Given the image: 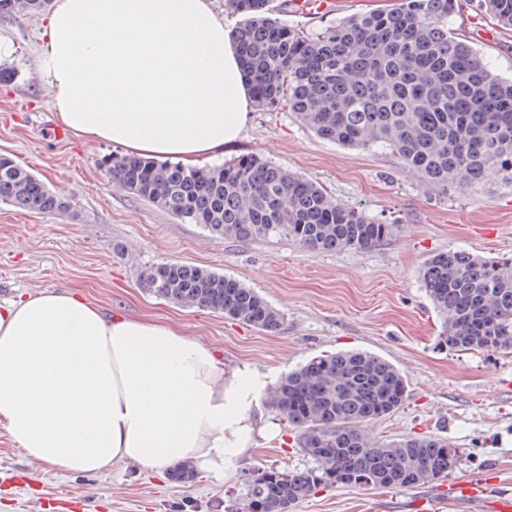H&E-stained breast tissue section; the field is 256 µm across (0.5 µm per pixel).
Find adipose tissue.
Here are the masks:
<instances>
[{
    "label": "adipose tissue",
    "instance_id": "ef3b65f1",
    "mask_svg": "<svg viewBox=\"0 0 512 512\" xmlns=\"http://www.w3.org/2000/svg\"><path fill=\"white\" fill-rule=\"evenodd\" d=\"M41 40L44 105L85 140L196 166L249 121V82L210 0H55ZM262 384L171 325L104 316L68 290L0 304V429L41 463L223 474L260 429Z\"/></svg>",
    "mask_w": 512,
    "mask_h": 512
}]
</instances>
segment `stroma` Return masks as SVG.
I'll list each match as a JSON object with an SVG mask.
<instances>
[{
	"label": "stroma",
	"mask_w": 512,
	"mask_h": 512,
	"mask_svg": "<svg viewBox=\"0 0 512 512\" xmlns=\"http://www.w3.org/2000/svg\"><path fill=\"white\" fill-rule=\"evenodd\" d=\"M327 13L295 12L272 0L276 17L311 33L337 20L390 8L394 0H334ZM45 12L0 18V35L17 52L0 62L11 72L0 84V154L12 157L54 192L66 211L43 214L0 202V303L43 289H74L105 313L163 319L190 339L216 348L227 368L256 366L265 376L257 408L270 428L234 457L223 475L197 472L173 482L168 471L119 465L83 474L26 457L0 430V512H55L67 493L76 512H234L245 482L268 469L311 464L297 432L269 395L288 372L321 354L359 350L385 358L406 377L409 397L399 410L363 422L380 441L436 435L459 448L452 478H482L512 494V353L454 352L438 344L440 319L420 271L432 256L464 250L512 257V187L500 184L430 187L379 150L351 149L317 137L287 108L252 107L225 161L255 154L320 184L337 203L394 224L388 239L365 251L319 252L283 237L237 242L212 235L129 194L107 173L111 143L73 134L54 137L59 124L42 100L47 86L37 59ZM452 27L484 52L491 69L512 77V29L456 0ZM182 262L224 273L254 288L285 315L274 335L206 308L155 298L139 286L141 271ZM25 473L26 484L15 483ZM443 485L410 490L317 488L295 512H470L448 505Z\"/></svg>",
	"instance_id": "35a3bbf8"
}]
</instances>
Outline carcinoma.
Wrapping results in <instances>:
<instances>
[{
	"instance_id": "cac0c4a2",
	"label": "carcinoma",
	"mask_w": 512,
	"mask_h": 512,
	"mask_svg": "<svg viewBox=\"0 0 512 512\" xmlns=\"http://www.w3.org/2000/svg\"><path fill=\"white\" fill-rule=\"evenodd\" d=\"M227 2L242 17L234 39L262 108L274 111L286 102L316 136L387 151L431 186H512V78L494 73L480 50L455 36V0H396L390 9L347 17L315 34L272 17L270 0ZM478 2L512 27V0ZM103 165L137 198L224 238L286 236L313 251H362L395 230L256 155L188 168L114 154ZM0 201L41 213L70 207L5 155ZM422 282L441 319L440 346L512 353V257L450 250L427 261ZM140 285L159 299L205 307L265 333L284 322L256 290L191 264H157ZM407 398L402 373L367 352L316 357L289 372L272 406L298 428L300 450L313 465L256 473L245 484L244 505L293 512L320 486L408 490L447 480L461 458L447 440L380 443L360 428Z\"/></svg>"
}]
</instances>
